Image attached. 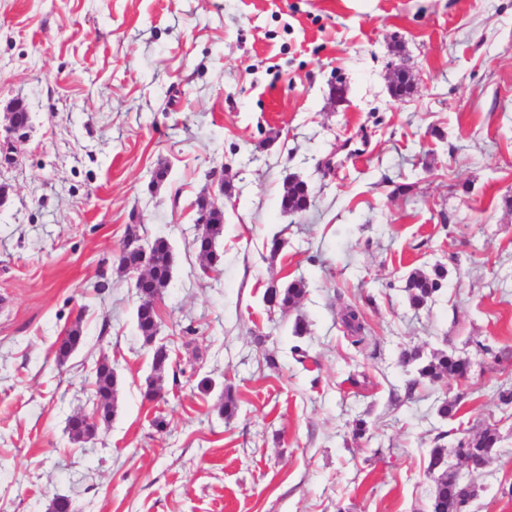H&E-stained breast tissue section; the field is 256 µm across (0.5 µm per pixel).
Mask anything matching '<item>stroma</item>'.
I'll return each instance as SVG.
<instances>
[{
	"mask_svg": "<svg viewBox=\"0 0 512 512\" xmlns=\"http://www.w3.org/2000/svg\"><path fill=\"white\" fill-rule=\"evenodd\" d=\"M403 62L414 91L397 97ZM18 99L28 136L0 167V512L58 495L74 512H428L432 448L488 426L480 472L448 465L477 486L469 512H512V0H0V137ZM292 176L311 190L300 214L281 209ZM201 196L224 209L208 276ZM131 224L173 256L172 362L152 401L117 260ZM438 266L441 290L411 307L406 279ZM293 279L297 306L264 302ZM76 324L83 343L58 362ZM406 349L470 370L432 383ZM104 358L115 415L73 441ZM363 314L355 307H347L342 315V323L347 333H349L354 339L352 344L354 346L361 345L364 342V336H362L363 325Z\"/></svg>",
	"mask_w": 512,
	"mask_h": 512,
	"instance_id": "1",
	"label": "stroma"
}]
</instances>
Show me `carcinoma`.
Returning <instances> with one entry per match:
<instances>
[{"mask_svg":"<svg viewBox=\"0 0 512 512\" xmlns=\"http://www.w3.org/2000/svg\"><path fill=\"white\" fill-rule=\"evenodd\" d=\"M198 217H206L203 231L194 239V248L200 257L203 269L216 271L222 263V254L217 249V242L224 233V210L205 196L197 199ZM310 206V190L306 181L292 176L288 178L286 191L281 199V208L288 214H298ZM148 269L146 275L135 282L140 303L136 310L137 328L144 343L152 346V370L161 375L170 364V352L167 346L154 345L159 332L160 323L157 314V301L166 292L172 277V251L169 242L157 238L147 249ZM446 271L442 267L434 268L430 274L414 273L407 278L406 292L410 304L414 308L425 306L442 288ZM306 293L303 280H292L286 284H271L264 293L266 303H273L282 309H288L299 303ZM342 323L347 333L352 337V344L357 346L364 342L362 336L363 314L355 307H348L342 315ZM83 341L80 326L68 329L56 348V358L66 361ZM400 362L404 366L418 364L419 377L433 383L445 378L460 379L468 372L469 363L462 358H455L444 351L432 355L428 361H420V353L416 350H404L400 354ZM118 377L108 361H101L95 369V398L96 407L92 414L77 413L68 420L70 434L73 439L80 440L92 435L97 429L110 426L114 416L115 396ZM224 418L232 419L238 412V401L231 389L224 390L222 402L219 405ZM497 434L487 429L472 438L462 437L455 441L453 447L446 449L437 446L431 450L430 459L434 460L453 453L471 463L472 468L483 466L486 458L496 443ZM477 489L473 484H463L458 475L446 469L434 479L429 512H468Z\"/></svg>","mask_w":512,"mask_h":512,"instance_id":"carcinoma-1","label":"carcinoma"}]
</instances>
